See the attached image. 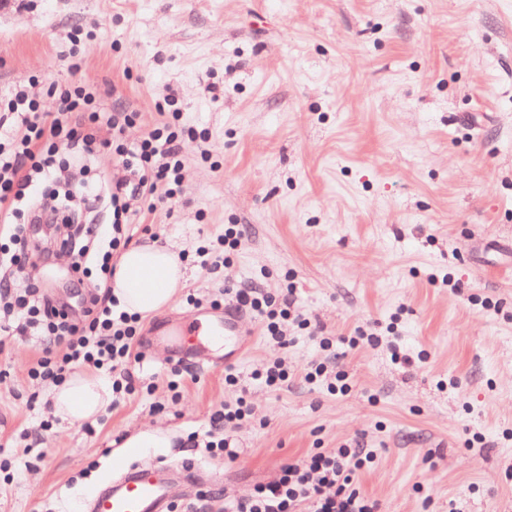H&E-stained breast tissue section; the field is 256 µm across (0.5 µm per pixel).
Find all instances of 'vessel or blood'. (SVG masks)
I'll return each mask as SVG.
<instances>
[{"label": "vessel or blood", "instance_id": "1", "mask_svg": "<svg viewBox=\"0 0 512 512\" xmlns=\"http://www.w3.org/2000/svg\"><path fill=\"white\" fill-rule=\"evenodd\" d=\"M211 331L224 339L225 361H236L244 346L236 310L226 308L222 323L212 326ZM117 470L119 481L97 494L89 512H168L172 494L164 478L165 465L146 462L131 466L122 463Z\"/></svg>", "mask_w": 512, "mask_h": 512}]
</instances>
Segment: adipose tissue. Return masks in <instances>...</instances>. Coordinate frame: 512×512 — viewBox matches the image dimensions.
I'll return each mask as SVG.
<instances>
[{
    "label": "adipose tissue",
    "instance_id": "adipose-tissue-1",
    "mask_svg": "<svg viewBox=\"0 0 512 512\" xmlns=\"http://www.w3.org/2000/svg\"><path fill=\"white\" fill-rule=\"evenodd\" d=\"M185 271L177 253L157 242L122 251L112 279V292L131 313L150 316L170 305L184 281ZM55 415L87 421L96 418L111 401V391L98 378L73 375L52 395Z\"/></svg>",
    "mask_w": 512,
    "mask_h": 512
}]
</instances>
